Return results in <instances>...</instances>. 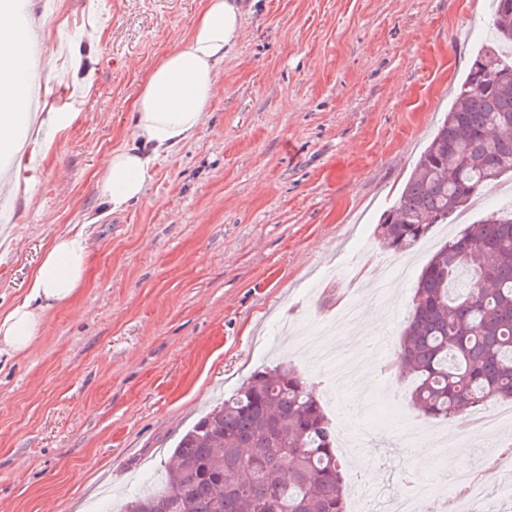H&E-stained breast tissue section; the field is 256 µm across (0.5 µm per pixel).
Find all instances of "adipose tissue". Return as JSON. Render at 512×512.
I'll return each instance as SVG.
<instances>
[{
  "mask_svg": "<svg viewBox=\"0 0 512 512\" xmlns=\"http://www.w3.org/2000/svg\"><path fill=\"white\" fill-rule=\"evenodd\" d=\"M242 21L238 0H204L185 42L153 67L138 89L134 109L137 144L108 153L102 193L112 210H123L144 192L159 157L192 138L216 92V76ZM34 26L18 16L17 0H0V154L20 156L21 135L39 126L28 106L31 85L51 83V60L36 56ZM88 237L77 231L56 238L46 251L24 300L0 317V349L26 352L40 333L47 307L74 298L85 284Z\"/></svg>",
  "mask_w": 512,
  "mask_h": 512,
  "instance_id": "ef3b65f1",
  "label": "adipose tissue"
}]
</instances>
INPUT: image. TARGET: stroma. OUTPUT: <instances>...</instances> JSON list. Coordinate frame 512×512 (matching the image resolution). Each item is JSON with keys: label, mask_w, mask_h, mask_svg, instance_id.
<instances>
[{"label": "stroma", "mask_w": 512, "mask_h": 512, "mask_svg": "<svg viewBox=\"0 0 512 512\" xmlns=\"http://www.w3.org/2000/svg\"><path fill=\"white\" fill-rule=\"evenodd\" d=\"M204 0H60L34 51L57 77L42 112H73L29 140L0 220V315L20 302L53 240L89 237L85 286L53 306L29 350L0 354V512H109L159 484L180 436L253 371L291 363L317 390L343 449L347 497L372 454L402 478L443 489L437 457L495 466L512 424L485 436L477 411L426 417L395 350L417 278L463 225L512 209V176L406 256L385 283L358 274L385 255L376 239L421 151L486 42L490 0H243L194 138L159 158L143 195L107 212L100 171L132 142L135 94L183 42ZM373 301L375 329H340L345 306ZM340 329L343 358L369 361L334 391L335 363L304 343Z\"/></svg>", "instance_id": "obj_1"}]
</instances>
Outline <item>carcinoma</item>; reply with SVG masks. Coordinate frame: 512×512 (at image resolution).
Segmentation results:
<instances>
[{
    "mask_svg": "<svg viewBox=\"0 0 512 512\" xmlns=\"http://www.w3.org/2000/svg\"><path fill=\"white\" fill-rule=\"evenodd\" d=\"M492 42L377 225L386 251L419 245L512 173V0H492ZM424 414L512 399V210L454 234L423 268L396 358ZM316 389L292 366L250 375L178 441L161 485L123 512H346L344 466Z\"/></svg>",
    "mask_w": 512,
    "mask_h": 512,
    "instance_id": "carcinoma-1",
    "label": "carcinoma"
}]
</instances>
